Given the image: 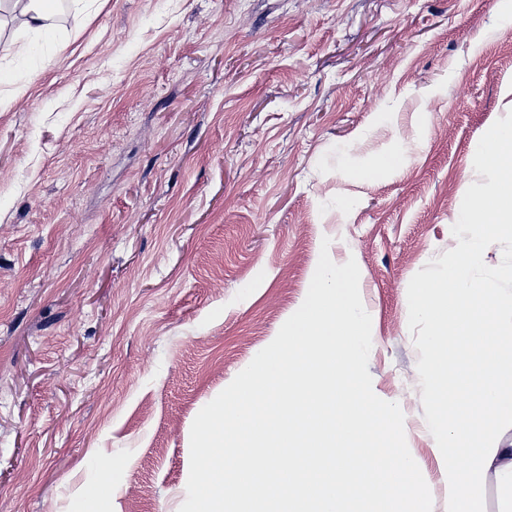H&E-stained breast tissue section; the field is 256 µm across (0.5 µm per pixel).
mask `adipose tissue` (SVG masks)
I'll return each instance as SVG.
<instances>
[{
  "instance_id": "1",
  "label": "adipose tissue",
  "mask_w": 512,
  "mask_h": 512,
  "mask_svg": "<svg viewBox=\"0 0 512 512\" xmlns=\"http://www.w3.org/2000/svg\"><path fill=\"white\" fill-rule=\"evenodd\" d=\"M483 155L492 176L460 219L459 262L418 288L413 303L434 327L433 432L442 443L448 512H484L492 484L512 512V444L495 445L490 433L493 416H512V295L470 276L487 235L512 234V128L495 129Z\"/></svg>"
}]
</instances>
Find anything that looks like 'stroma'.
Masks as SVG:
<instances>
[{"instance_id":"obj_1","label":"stroma","mask_w":512,"mask_h":512,"mask_svg":"<svg viewBox=\"0 0 512 512\" xmlns=\"http://www.w3.org/2000/svg\"><path fill=\"white\" fill-rule=\"evenodd\" d=\"M512 122V0H88L0 25V512H179L190 430L355 259L374 393L448 512L418 286ZM397 165L370 178L388 155ZM475 279L512 293V236Z\"/></svg>"}]
</instances>
